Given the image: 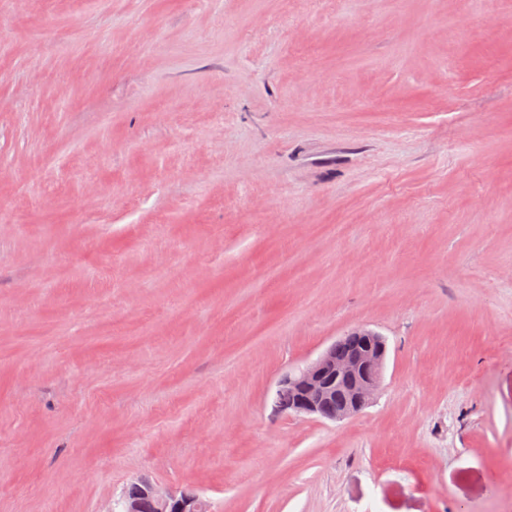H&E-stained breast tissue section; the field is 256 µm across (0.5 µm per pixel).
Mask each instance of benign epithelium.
Wrapping results in <instances>:
<instances>
[{"mask_svg":"<svg viewBox=\"0 0 512 512\" xmlns=\"http://www.w3.org/2000/svg\"><path fill=\"white\" fill-rule=\"evenodd\" d=\"M351 335L361 340L360 347L350 355H336L335 345H329L316 360L304 368L289 373L282 383L298 393L293 413L342 420L360 413L375 398L387 358V344L375 331L361 327ZM350 386L351 398L342 410L327 415L325 400L336 394L342 384ZM141 496L150 501V512H204L206 503L191 488L164 490L140 480L136 482Z\"/></svg>","mask_w":512,"mask_h":512,"instance_id":"benign-epithelium-1","label":"benign epithelium"}]
</instances>
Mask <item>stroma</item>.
Instances as JSON below:
<instances>
[{
    "label": "stroma",
    "instance_id": "obj_1",
    "mask_svg": "<svg viewBox=\"0 0 512 512\" xmlns=\"http://www.w3.org/2000/svg\"><path fill=\"white\" fill-rule=\"evenodd\" d=\"M360 327L373 403L277 412ZM140 477L512 512V0H0V512Z\"/></svg>",
    "mask_w": 512,
    "mask_h": 512
}]
</instances>
